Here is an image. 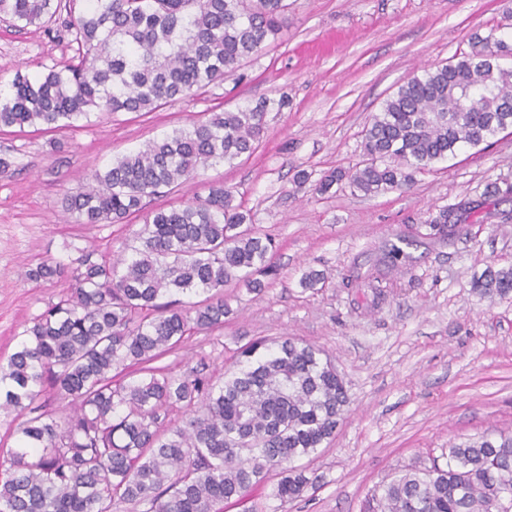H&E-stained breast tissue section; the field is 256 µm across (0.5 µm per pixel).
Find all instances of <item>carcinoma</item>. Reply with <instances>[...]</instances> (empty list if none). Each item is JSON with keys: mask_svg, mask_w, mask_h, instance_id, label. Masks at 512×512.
Returning <instances> with one entry per match:
<instances>
[{"mask_svg": "<svg viewBox=\"0 0 512 512\" xmlns=\"http://www.w3.org/2000/svg\"><path fill=\"white\" fill-rule=\"evenodd\" d=\"M0 0V20L40 29L63 9L75 55L37 76L16 73L0 95V129L52 131L93 113L154 112L233 76L288 24L286 0ZM512 45L492 34L454 62L422 70L372 116L365 159L324 176L318 194L345 181L375 195L409 188L414 174L512 129ZM288 98L212 112L89 175L64 197L76 224H121L143 214L130 256L82 253L68 264L29 266V281L66 277L70 288L20 334L0 363V407L21 412L50 389L73 408L18 424L10 468L0 473V512H110L114 497L143 512H224L276 470L273 496H302L295 462L335 434L349 398L322 350L288 337L238 349L220 384L177 376L153 361L192 330L224 324V287L262 291L274 242L253 225L233 191L212 185L179 207H148L201 166L251 156L266 116ZM450 212L431 220L448 236ZM478 294L512 293V267H488ZM206 297L185 305L181 296ZM140 366L138 377L116 371ZM190 408L180 424L161 412ZM368 512H512V432L448 447L442 468L415 467L377 486Z\"/></svg>", "mask_w": 512, "mask_h": 512, "instance_id": "cac0c4a2", "label": "carcinoma"}]
</instances>
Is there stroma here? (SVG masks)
<instances>
[{"label":"stroma","instance_id":"35a3bbf8","mask_svg":"<svg viewBox=\"0 0 512 512\" xmlns=\"http://www.w3.org/2000/svg\"><path fill=\"white\" fill-rule=\"evenodd\" d=\"M490 34L512 37V0H288L287 28L241 76L148 114L0 132V157L15 171L0 180V360L68 286L64 278L27 281L26 264L66 263L93 249L120 256L143 222L137 213L121 224L65 221L66 193L206 113L284 95L287 109L268 114L250 158L199 168L158 200L179 206L210 185L233 188L252 224L273 239L277 266L261 293L226 288L232 313L223 326L186 334L159 365L217 381L241 346L293 336L326 353L349 397L333 439L300 461L309 480L302 497L277 500L273 472L224 512H365L372 490L404 469L446 464L450 444L512 430V295L473 290L487 267L512 266V198L485 196L490 184H512V134L432 164L404 192L366 197L343 183L314 191L324 175L362 161L363 129L403 81ZM73 54L60 23L21 32L0 23V89L16 72L35 75ZM300 171L306 183L296 182ZM447 208L453 231L431 238L430 220ZM403 236L414 244L390 262ZM375 268L378 290L357 287L353 275ZM310 270L324 278L306 289L300 279Z\"/></svg>","mask_w":512,"mask_h":512}]
</instances>
